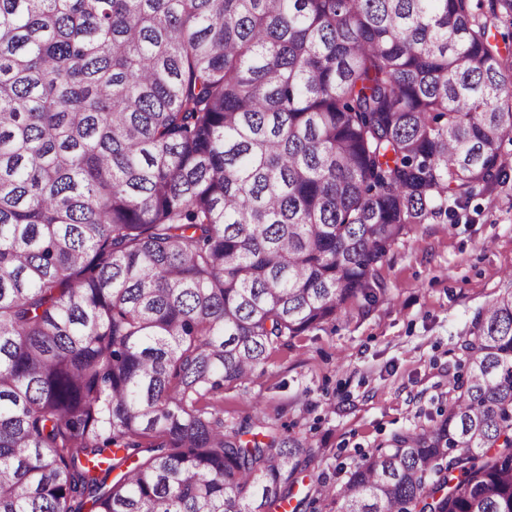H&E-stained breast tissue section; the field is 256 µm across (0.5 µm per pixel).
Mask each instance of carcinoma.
<instances>
[{"label":"carcinoma","instance_id":"obj_1","mask_svg":"<svg viewBox=\"0 0 512 512\" xmlns=\"http://www.w3.org/2000/svg\"><path fill=\"white\" fill-rule=\"evenodd\" d=\"M507 138L473 0H0V512L290 503L312 440L218 395L504 182ZM460 350L438 417L299 504L512 512V289Z\"/></svg>","mask_w":512,"mask_h":512}]
</instances>
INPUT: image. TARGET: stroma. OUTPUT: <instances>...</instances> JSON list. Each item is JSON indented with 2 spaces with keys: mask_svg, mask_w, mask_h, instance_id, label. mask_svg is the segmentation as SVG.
I'll return each instance as SVG.
<instances>
[{
  "mask_svg": "<svg viewBox=\"0 0 512 512\" xmlns=\"http://www.w3.org/2000/svg\"><path fill=\"white\" fill-rule=\"evenodd\" d=\"M509 177L414 225L392 245L373 300L271 352L249 383L224 390L229 425L272 419L318 450L309 481H343L362 455L427 424L453 395L458 349L475 314L512 287V142Z\"/></svg>",
  "mask_w": 512,
  "mask_h": 512,
  "instance_id": "stroma-1",
  "label": "stroma"
}]
</instances>
